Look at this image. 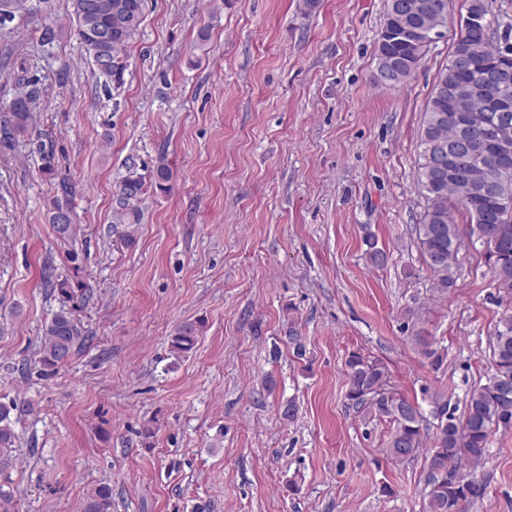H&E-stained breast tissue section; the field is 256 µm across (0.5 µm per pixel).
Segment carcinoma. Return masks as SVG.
Listing matches in <instances>:
<instances>
[{
  "instance_id": "cac0c4a2",
  "label": "carcinoma",
  "mask_w": 512,
  "mask_h": 512,
  "mask_svg": "<svg viewBox=\"0 0 512 512\" xmlns=\"http://www.w3.org/2000/svg\"><path fill=\"white\" fill-rule=\"evenodd\" d=\"M29 0H0V24L28 10ZM70 19L81 50L90 61L106 60L99 74L109 80L123 77L122 52L140 35L144 21L145 0H70ZM407 14L391 18L387 5L378 31V47L390 45L399 75L384 82L388 87L402 84L418 66L424 47L430 40L420 35L427 27L448 25V0H407ZM489 15L487 0H467L466 15L459 21V32L446 68L438 74L421 130L422 163L419 182L427 207L417 225L421 253L436 280V287L448 290L455 285L453 265L461 246L458 224L450 209H460L473 224L472 234L485 249L494 277L495 288L512 297V210L498 212V200L512 201V174L504 177L489 164L502 144L512 145V122L487 130L476 124L485 112L493 111L486 77L496 69H512V49L504 53L500 44L512 46V36L494 38L467 27L466 16ZM10 117L0 127L3 141L28 132L31 99L15 100ZM467 138L476 156L457 171L447 169L440 175L431 164L430 146H446ZM146 193L142 177L131 175L121 187L119 205L124 208L119 223L139 221L138 204ZM50 223L63 237L74 233L72 208L57 200L53 203ZM65 305L44 326L41 362L55 370L66 364L88 340L87 332L68 302L76 293L66 279L56 281ZM202 322L178 327L171 338L172 351L180 356L192 351ZM493 373L485 383L468 393L461 417L447 413L438 425L431 447H423V418L418 407L389 385L388 368L375 357L354 352L347 361L346 376L349 405L366 415L390 418L394 430L388 452L396 460L411 459L425 453L431 489L423 499V512H466V506L481 494V487L469 475L460 472L464 462L479 465L488 451L491 432L512 427V313H504L490 342ZM17 404L0 401V512H11L13 494L10 470L17 434L12 412ZM84 512H112V488L97 486L87 497Z\"/></svg>"
}]
</instances>
